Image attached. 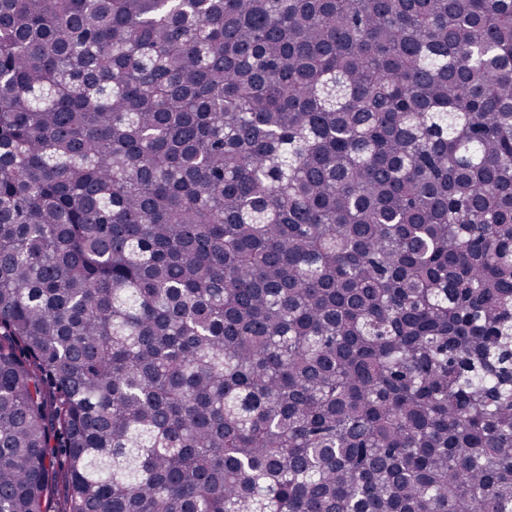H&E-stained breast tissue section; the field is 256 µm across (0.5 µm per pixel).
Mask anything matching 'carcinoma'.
<instances>
[{
	"label": "carcinoma",
	"instance_id": "obj_1",
	"mask_svg": "<svg viewBox=\"0 0 512 512\" xmlns=\"http://www.w3.org/2000/svg\"><path fill=\"white\" fill-rule=\"evenodd\" d=\"M0 512H512V0H0Z\"/></svg>",
	"mask_w": 512,
	"mask_h": 512
}]
</instances>
